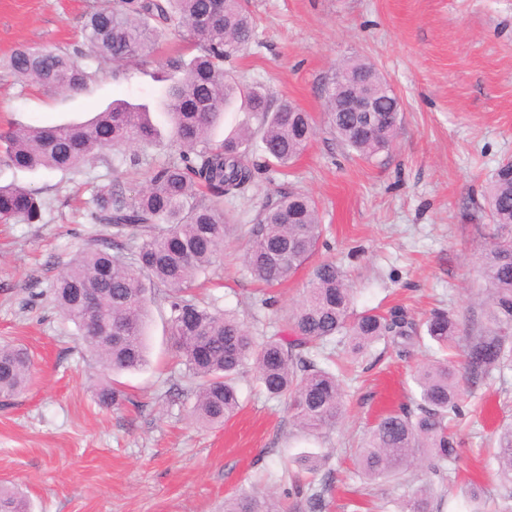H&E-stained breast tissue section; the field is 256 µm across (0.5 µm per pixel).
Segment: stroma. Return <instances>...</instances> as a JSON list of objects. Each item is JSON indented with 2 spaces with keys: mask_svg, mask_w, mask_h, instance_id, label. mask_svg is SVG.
I'll return each mask as SVG.
<instances>
[{
  "mask_svg": "<svg viewBox=\"0 0 512 512\" xmlns=\"http://www.w3.org/2000/svg\"><path fill=\"white\" fill-rule=\"evenodd\" d=\"M92 0H0V58L21 44L82 49ZM254 43L231 68L262 85L274 103L309 112L316 134L289 175L258 171L224 210L233 224L224 255L195 288L201 301L235 312L257 337L289 335L291 315L314 266L342 265L356 310L404 307L414 320L441 308L475 336L486 325L477 263L488 244L484 191L512 158V0H245ZM181 32L159 38L146 66L113 75L98 69L87 90L44 89L0 71V129L83 122L112 100L148 104L165 136L154 159L178 154L160 105L159 64L187 50ZM349 57L371 61L401 102L392 150L365 161L331 130L324 86ZM119 151L76 171L18 170L0 164V184L16 183L43 202L36 224L0 223V343L26 345L35 368L26 390L0 401V483L18 486L32 512H222L225 498L252 491L289 505V471L307 453L324 455L331 487L324 512H398L423 484L440 493V512H470L468 480L490 512L505 504L492 459L495 431L512 420V369L467 384L456 427L460 460L443 486L425 466L402 478L362 479L351 458L385 410L418 394L416 371L436 345L398 355L377 345L345 373L343 414L319 435L298 430L286 399H272L253 368L236 380L242 408L223 426L192 415L194 383L171 344L165 288L148 285L149 360L115 374L125 395L112 407L96 396L99 368L54 305L62 268L91 239L112 230L92 223L97 186L116 179L135 190L146 168L120 165ZM293 191L313 196L324 235L307 266L260 302L244 264L248 230L262 206Z\"/></svg>",
  "mask_w": 512,
  "mask_h": 512,
  "instance_id": "obj_1",
  "label": "stroma"
}]
</instances>
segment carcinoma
I'll return each mask as SVG.
<instances>
[{
	"instance_id": "1",
	"label": "carcinoma",
	"mask_w": 512,
	"mask_h": 512,
	"mask_svg": "<svg viewBox=\"0 0 512 512\" xmlns=\"http://www.w3.org/2000/svg\"><path fill=\"white\" fill-rule=\"evenodd\" d=\"M183 31L196 49L190 59L176 54L160 70V100L170 134L181 147L178 157L154 166L145 186L128 192L117 181L97 187L92 219L112 227V237L87 243L53 285L58 310L78 333L80 343L106 373L136 370L147 362L145 328L149 299L145 282L172 291L169 330L188 375L196 381L193 415L217 427L240 409L234 380L248 363L273 398L285 397L296 425L304 433H321L342 414L344 382L322 356L336 344L352 357L384 342L399 355L423 344L428 336L446 351L462 335L460 323L434 310L422 323L401 307L386 313L353 312V293L345 272L332 262L317 265L291 319L295 335L268 336L256 342L234 315L203 307L189 297L195 281L207 275L224 249L230 224L224 197L245 191L254 180L249 161L253 133L240 128L224 141L211 142L210 131L237 99L259 117L261 153L284 170L308 146L313 126L308 113L284 102L272 104L261 87L240 83L224 68L254 42L252 20L242 0H93L83 37L100 63L143 66L165 29ZM0 68L25 81L66 92L84 91L93 79L77 54L58 48L21 46ZM369 79L387 92L376 99V115L386 122L400 103L385 74L356 58L344 61L325 89L329 123L352 153L372 160L389 151L398 130L385 129L364 138L354 134L358 115L342 111L336 88ZM161 132L149 107L115 100L85 123L51 127L19 126L0 133V164L21 170H76L100 152L127 147L120 164L137 169L160 144ZM490 244L478 272L487 288L484 331L470 336L463 363L435 359L415 375L420 399L415 407L392 410L369 430L358 457L360 476L374 480L397 475L415 462L439 472L456 464L459 441L451 422L461 416L465 383L512 366V160L501 163L487 188ZM43 204L21 185L0 186V222L34 224ZM315 202L290 192L263 207L250 228L245 264L259 282L272 288L315 253L322 236ZM93 288V307L82 289ZM33 358L20 343L0 345V398H11L30 382ZM97 397L114 406L122 394L110 380L98 385ZM494 459L500 484L512 490V422L500 425ZM297 493H306L309 512H323L325 488L295 476ZM0 512H31L19 492L0 484ZM224 512H282L268 495L242 493L224 500ZM400 512H436L430 490L422 487L405 500Z\"/></svg>"
}]
</instances>
